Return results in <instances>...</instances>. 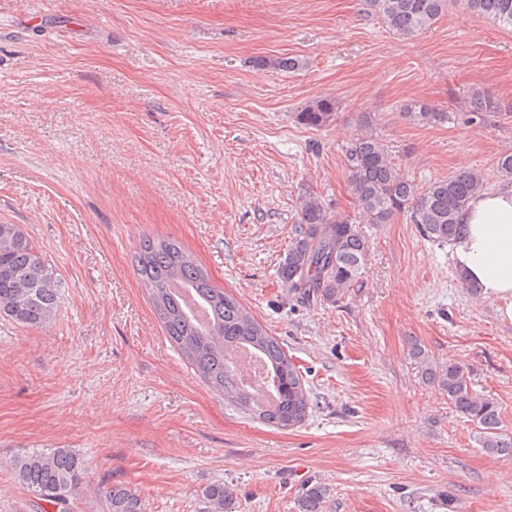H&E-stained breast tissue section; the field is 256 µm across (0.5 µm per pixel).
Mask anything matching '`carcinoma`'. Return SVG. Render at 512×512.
Masks as SVG:
<instances>
[{"mask_svg": "<svg viewBox=\"0 0 512 512\" xmlns=\"http://www.w3.org/2000/svg\"><path fill=\"white\" fill-rule=\"evenodd\" d=\"M386 27L400 36L428 29L452 4L512 28V0H365ZM473 112H494L492 98L474 91ZM336 101L328 96L308 102L297 114L308 127L332 120ZM411 120L422 125L442 123L448 113L426 104L406 108ZM349 184L358 211L369 224H386L405 212L423 238L449 243L459 235L460 213L485 189V179L463 170L426 187L414 181L392 161L388 146L366 119L363 133L345 149ZM367 246L352 219L328 211L312 193L305 195L295 225L281 278L289 291L310 302L334 301L362 276ZM134 261L141 284L162 323L167 339L217 392L259 419L279 428L300 425L308 416L310 400L303 376L277 339L224 289L214 286L193 256L177 241L145 236ZM61 281L55 267L19 224H0V316L26 327L40 328L59 310ZM253 351L269 374L276 398L262 402L238 373L236 353ZM412 355L427 365L425 374L447 394L449 404L478 431L481 448L496 457H512V437L501 432L498 402L473 389L470 371L448 363L436 371L428 366L420 346ZM15 479L39 501L70 512L72 499L85 471L83 460L66 448L36 450L11 460ZM326 488L307 487L298 500L300 512H320ZM203 497L211 512H226L233 500L224 484L206 487ZM107 512H143L137 491L111 486L105 495Z\"/></svg>", "mask_w": 512, "mask_h": 512, "instance_id": "carcinoma-1", "label": "carcinoma"}]
</instances>
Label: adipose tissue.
Returning <instances> with one entry per match:
<instances>
[{"label":"adipose tissue","mask_w":512,"mask_h":512,"mask_svg":"<svg viewBox=\"0 0 512 512\" xmlns=\"http://www.w3.org/2000/svg\"><path fill=\"white\" fill-rule=\"evenodd\" d=\"M460 222L464 231L451 244L457 273L499 301L500 320L512 324V189L477 195Z\"/></svg>","instance_id":"obj_1"}]
</instances>
